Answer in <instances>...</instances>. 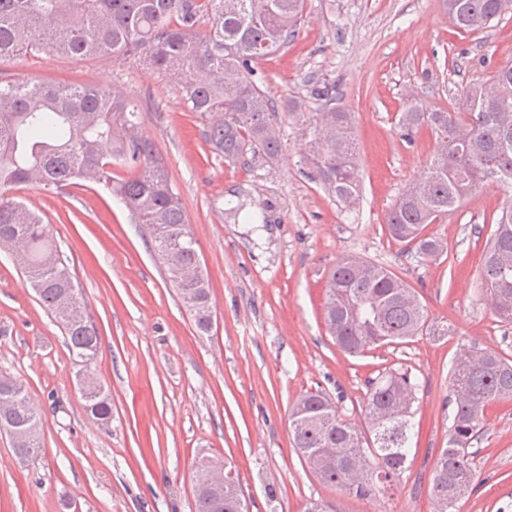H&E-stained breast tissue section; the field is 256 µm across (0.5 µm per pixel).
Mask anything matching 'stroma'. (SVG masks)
I'll return each instance as SVG.
<instances>
[{
    "instance_id": "1",
    "label": "stroma",
    "mask_w": 512,
    "mask_h": 512,
    "mask_svg": "<svg viewBox=\"0 0 512 512\" xmlns=\"http://www.w3.org/2000/svg\"><path fill=\"white\" fill-rule=\"evenodd\" d=\"M511 61L512 13L467 33L442 0H306L288 47L256 66L276 106L279 156L247 169L212 152L177 82L149 66L47 52L0 59L1 86L86 84L138 105L139 132L167 164L196 238L213 311L210 333L200 334L146 230L102 185L11 189L51 226L82 290L100 336L92 369L111 396L112 420L85 413L62 332L0 250V377L24 385L42 444L21 462L0 434V512H195L192 468L201 454L232 469L250 512H303L318 499L342 512H435L454 359L478 347L512 360V325L479 290L512 184L486 182L427 226L447 244L439 256L403 251L385 216L424 174L437 141L423 129L406 144L398 118L411 97L428 112L458 106L466 85ZM324 84L351 113L359 142L360 199L350 209L303 160L305 130L322 106L314 90ZM232 204L239 217L228 214ZM344 255L402 277L434 333L355 356L340 349L324 302ZM391 366L409 369L417 384L411 464L388 496L358 499L308 470L289 414L302 394L320 390L344 420L361 423L367 380ZM473 450L474 491L459 512H512V400L488 406Z\"/></svg>"
}]
</instances>
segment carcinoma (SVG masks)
<instances>
[{
    "instance_id": "cac0c4a2",
    "label": "carcinoma",
    "mask_w": 512,
    "mask_h": 512,
    "mask_svg": "<svg viewBox=\"0 0 512 512\" xmlns=\"http://www.w3.org/2000/svg\"><path fill=\"white\" fill-rule=\"evenodd\" d=\"M512 0H443L460 31L485 30L504 15ZM305 0H0V59L49 52L63 56L114 60L179 74L190 111L206 121L205 141L233 164L272 163L280 150L276 112L269 95L254 80V64L288 45L297 30ZM211 20L200 37L201 17ZM499 99L512 107V63L491 76ZM325 100L306 133V164L345 207L359 197L357 149L350 113L331 106L328 87L316 90ZM484 83H471L459 111H423L418 104L401 112L402 137L412 142L424 127L440 148L425 175L407 187L386 216L394 242L423 257H434L436 239L424 228L448 217L479 184L512 182V112H495ZM138 106L89 85L27 82L0 88V243L24 244L26 281L63 329L72 356L98 354L99 334L91 320L72 322L68 309L86 307L67 259L37 211L7 194L18 184L56 188L86 175L111 190L140 224H158L163 243L184 239L177 266L201 264L197 242L167 166L153 143L132 136ZM129 170L112 176V164ZM482 294L495 317L512 324V206L495 220L480 275ZM200 301L194 318L202 332L211 329L207 279L178 288ZM325 321L336 345L360 354L402 344L423 334L424 308L415 291L385 266L360 257L339 259L328 275ZM84 401L87 414L106 424L112 417L110 394ZM416 383L411 371L388 368L366 382L364 422L345 421L335 402L321 391L300 397L290 421L294 445L305 464L322 456V481L358 498H378L392 489L408 468ZM453 404L448 447L441 449L432 491L436 512H457L474 480L473 441L486 408L512 399V362L491 350L457 356L450 377ZM13 402L0 405V430H40L25 387L16 383ZM40 435L14 448L25 461L38 456ZM361 474L352 484L348 472ZM245 499L239 479L224 485V512H236Z\"/></svg>"
}]
</instances>
